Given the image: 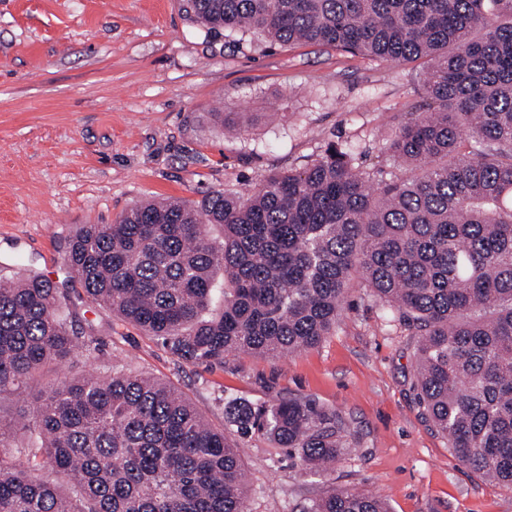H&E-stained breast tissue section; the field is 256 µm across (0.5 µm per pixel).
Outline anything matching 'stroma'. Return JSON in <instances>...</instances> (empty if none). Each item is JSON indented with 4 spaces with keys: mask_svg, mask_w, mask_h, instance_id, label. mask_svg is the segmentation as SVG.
<instances>
[{
    "mask_svg": "<svg viewBox=\"0 0 512 512\" xmlns=\"http://www.w3.org/2000/svg\"><path fill=\"white\" fill-rule=\"evenodd\" d=\"M423 70L322 44L209 33L182 0H0V277L59 266L56 286L88 351L54 378L116 368L173 383L237 444L250 512H304L330 483L389 512H512V489L459 462L426 416L414 332L361 279L318 346L206 366L89 303L61 268L80 225L113 223L145 201L245 195L332 144L373 178H400L387 143L422 109ZM228 112L240 133L225 131ZM288 397L337 410L356 435L330 475L227 421V400L257 407Z\"/></svg>",
    "mask_w": 512,
    "mask_h": 512,
    "instance_id": "35a3bbf8",
    "label": "stroma"
}]
</instances>
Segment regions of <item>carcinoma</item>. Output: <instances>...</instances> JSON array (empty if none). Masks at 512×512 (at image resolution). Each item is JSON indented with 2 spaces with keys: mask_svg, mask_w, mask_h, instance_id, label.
Instances as JSON below:
<instances>
[{
  "mask_svg": "<svg viewBox=\"0 0 512 512\" xmlns=\"http://www.w3.org/2000/svg\"><path fill=\"white\" fill-rule=\"evenodd\" d=\"M207 30L426 63L427 107L373 183L331 145L249 198L145 202L83 224L64 265L87 299L191 364L275 357L332 334L361 278L419 336L420 399L470 469L512 488V0H185ZM68 299L36 272L0 278V396L83 355ZM318 474L352 447L303 399L227 402ZM25 442L12 446L17 435ZM238 447L172 384L114 370L49 382L0 415V512H247ZM303 512H388L330 483Z\"/></svg>",
  "mask_w": 512,
  "mask_h": 512,
  "instance_id": "carcinoma-1",
  "label": "carcinoma"
}]
</instances>
